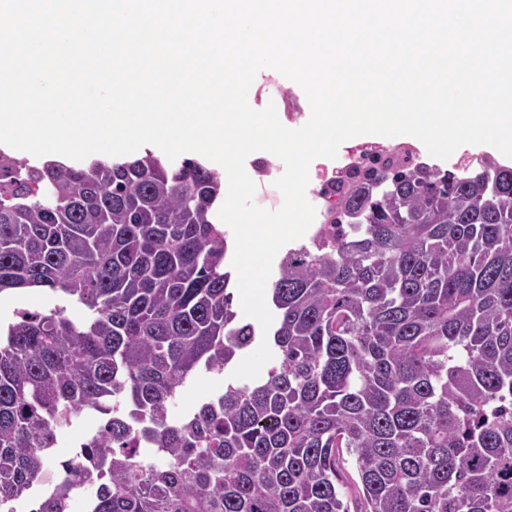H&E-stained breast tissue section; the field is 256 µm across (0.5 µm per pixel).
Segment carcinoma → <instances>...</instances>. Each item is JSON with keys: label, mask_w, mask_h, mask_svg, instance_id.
Returning <instances> with one entry per match:
<instances>
[{"label": "carcinoma", "mask_w": 512, "mask_h": 512, "mask_svg": "<svg viewBox=\"0 0 512 512\" xmlns=\"http://www.w3.org/2000/svg\"><path fill=\"white\" fill-rule=\"evenodd\" d=\"M222 192L192 159L0 150V293L64 301L0 342V509L94 411L81 464L32 512H72L81 489L86 512H349L345 454L363 512H512V166L391 152L325 185L333 228L271 283V362L175 420L187 380L257 338L233 309ZM340 476L343 484L342 491L347 501L348 508L352 512L363 509V500L361 494V485L358 475L351 462L346 461L340 465Z\"/></svg>", "instance_id": "cac0c4a2"}]
</instances>
